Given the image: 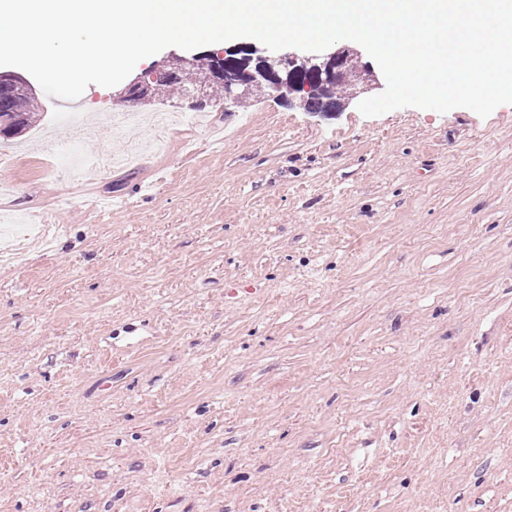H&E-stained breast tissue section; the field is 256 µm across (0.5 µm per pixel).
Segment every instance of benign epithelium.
Returning a JSON list of instances; mask_svg holds the SVG:
<instances>
[{
    "instance_id": "1",
    "label": "benign epithelium",
    "mask_w": 512,
    "mask_h": 512,
    "mask_svg": "<svg viewBox=\"0 0 512 512\" xmlns=\"http://www.w3.org/2000/svg\"><path fill=\"white\" fill-rule=\"evenodd\" d=\"M223 54L213 52L207 56L193 55L185 57L173 55L165 64L154 66L140 73L124 91V97L135 99L140 90L157 87L168 82L182 72L195 73L194 92L200 98L205 97L206 88L211 80L224 78V102L233 103L244 95L260 92L265 95L279 94L277 81L283 71L314 70L328 83L338 78L348 77L357 66L356 53L350 50H338L324 58H301L294 53H272L260 57L254 69H248L246 60H240L238 69L224 72ZM0 86L9 87L18 92L35 93L31 84L17 73L0 72Z\"/></svg>"
}]
</instances>
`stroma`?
<instances>
[{"instance_id": "stroma-1", "label": "stroma", "mask_w": 512, "mask_h": 512, "mask_svg": "<svg viewBox=\"0 0 512 512\" xmlns=\"http://www.w3.org/2000/svg\"><path fill=\"white\" fill-rule=\"evenodd\" d=\"M89 85L0 141V512H512V104L380 116ZM180 114L79 179L103 112Z\"/></svg>"}]
</instances>
